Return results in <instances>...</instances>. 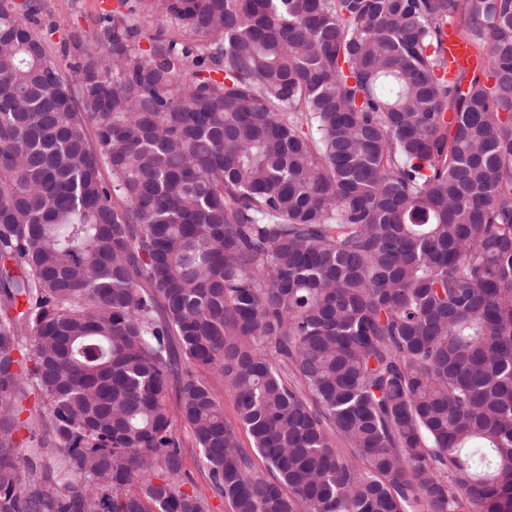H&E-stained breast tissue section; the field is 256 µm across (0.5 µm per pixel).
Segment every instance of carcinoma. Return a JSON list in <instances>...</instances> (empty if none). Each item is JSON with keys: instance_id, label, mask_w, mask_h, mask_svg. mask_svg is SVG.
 Wrapping results in <instances>:
<instances>
[{"instance_id": "obj_1", "label": "carcinoma", "mask_w": 512, "mask_h": 512, "mask_svg": "<svg viewBox=\"0 0 512 512\" xmlns=\"http://www.w3.org/2000/svg\"><path fill=\"white\" fill-rule=\"evenodd\" d=\"M129 2L0 0V512H210L173 392L228 512H512V0ZM44 8L30 20L33 30L50 46L64 71L74 62L77 52L70 36L75 31L94 34L107 24L119 0H41ZM133 22L140 26L147 35H154L159 31L168 34L174 25V21L167 16L144 14L142 11L139 16L133 18ZM208 379L213 386L216 397L223 404L224 417L236 426L237 414L235 410L234 398L224 383V379L217 374L210 375ZM175 431L183 438L184 441V463L186 469L193 476L199 492L203 493L209 500L211 512H225L224 499L216 494L209 485L206 471L200 463L198 449L192 441L189 432L179 419L174 421Z\"/></svg>"}]
</instances>
